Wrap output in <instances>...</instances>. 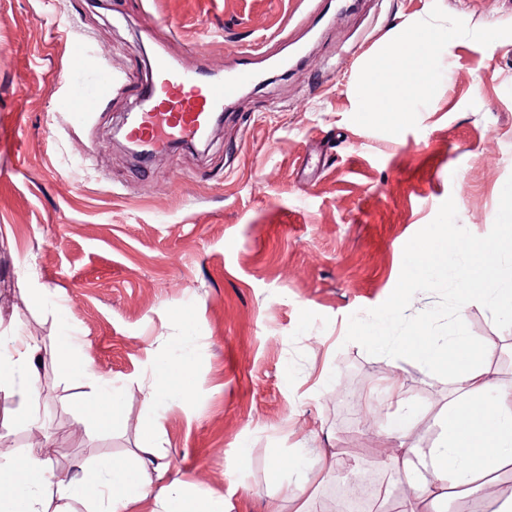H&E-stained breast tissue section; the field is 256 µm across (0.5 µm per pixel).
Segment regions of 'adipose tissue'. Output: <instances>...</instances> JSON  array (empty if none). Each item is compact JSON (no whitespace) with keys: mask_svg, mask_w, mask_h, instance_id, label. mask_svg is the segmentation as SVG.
<instances>
[{"mask_svg":"<svg viewBox=\"0 0 512 512\" xmlns=\"http://www.w3.org/2000/svg\"><path fill=\"white\" fill-rule=\"evenodd\" d=\"M458 40L447 25L428 19L397 29L391 42L364 63L361 111L381 114L393 130H400L416 104L432 95L442 59ZM396 345L413 352L423 367H447L458 385L457 397L439 417L433 447L406 443L409 419L398 420L392 429L396 458L414 487L401 512H418L423 500L438 503L450 486L466 494L479 492L482 477L512 459V390L495 385L464 337L440 342L416 333L398 338ZM41 359L39 347L28 341L0 339V388L11 389L30 409L39 401ZM154 448L153 438H146L137 462L113 460L110 468L83 483L56 475L52 461L32 448L1 459L0 512H48L51 497L89 501L92 512H126L152 492L166 500L167 512H215L212 501L186 495L179 480H167Z\"/></svg>","mask_w":512,"mask_h":512,"instance_id":"1","label":"adipose tissue"}]
</instances>
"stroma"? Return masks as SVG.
<instances>
[{
  "label": "stroma",
  "instance_id": "35a3bbf8",
  "mask_svg": "<svg viewBox=\"0 0 512 512\" xmlns=\"http://www.w3.org/2000/svg\"><path fill=\"white\" fill-rule=\"evenodd\" d=\"M0 0V332L36 341L39 420L0 390V432L39 431L43 453L75 479L136 460L147 430L157 454L224 512H295L299 453L318 464L305 498L321 512L336 487L320 467L339 448L370 453L393 426L387 371L432 447L456 386L446 368L372 356L346 342L348 318L395 288L407 241L453 199L458 223L491 230L512 177V0ZM447 22L460 36L436 92L401 136L358 111L363 61L397 26ZM304 51L285 67L281 38ZM502 46L490 50L485 36ZM92 58L76 68L82 44ZM270 58L263 82L228 105L208 148L136 161L112 130L134 108L147 57L223 74L238 51ZM115 78L92 119L68 108L74 84ZM485 365L512 388V328L462 308ZM70 327L122 396L101 430L73 405L84 381L51 358ZM188 355L190 391L147 400L158 364ZM380 403L375 433L336 399L347 371Z\"/></svg>",
  "mask_w": 512,
  "mask_h": 512
}]
</instances>
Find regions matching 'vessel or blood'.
Returning <instances> with one entry per match:
<instances>
[{"label": "vessel or blood", "mask_w": 512, "mask_h": 512, "mask_svg": "<svg viewBox=\"0 0 512 512\" xmlns=\"http://www.w3.org/2000/svg\"><path fill=\"white\" fill-rule=\"evenodd\" d=\"M260 53L246 49L223 76L212 77L190 70L158 56L151 76L140 85L138 97L146 107L126 133L136 142L160 151L171 142H192L204 135L215 114L223 111L226 101L257 81L256 65ZM112 84L108 73H99L94 90L74 85L68 99L75 119L86 120L97 110Z\"/></svg>", "instance_id": "b4317fda"}]
</instances>
